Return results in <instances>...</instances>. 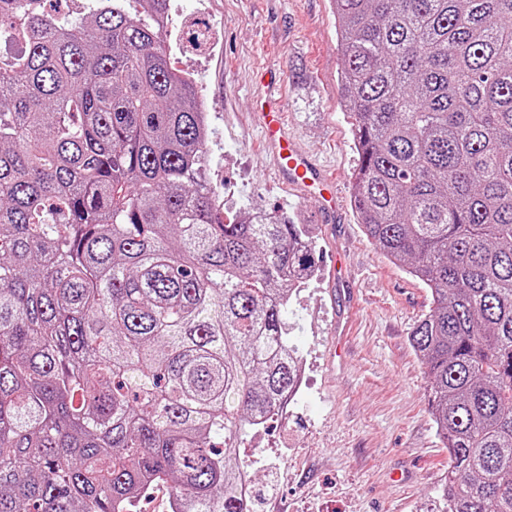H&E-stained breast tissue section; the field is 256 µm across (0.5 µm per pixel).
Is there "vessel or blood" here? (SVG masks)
Segmentation results:
<instances>
[{"mask_svg":"<svg viewBox=\"0 0 512 512\" xmlns=\"http://www.w3.org/2000/svg\"><path fill=\"white\" fill-rule=\"evenodd\" d=\"M264 143L281 178L297 193L315 196L327 212H335L338 200L320 166L288 135L283 114L277 110L262 113Z\"/></svg>","mask_w":512,"mask_h":512,"instance_id":"vessel-or-blood-1","label":"vessel or blood"}]
</instances>
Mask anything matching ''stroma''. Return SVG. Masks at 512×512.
<instances>
[{"label":"stroma","instance_id":"obj_1","mask_svg":"<svg viewBox=\"0 0 512 512\" xmlns=\"http://www.w3.org/2000/svg\"><path fill=\"white\" fill-rule=\"evenodd\" d=\"M171 15L170 60L207 109L225 214L283 215L314 238L317 273L284 318L309 366L304 395L242 444L254 512H446L448 452L410 343L429 293L367 239L349 202L359 157L332 0H172ZM201 23L210 39L198 50L189 34ZM267 66L281 87L262 76ZM261 99L279 100L289 131L335 180L336 213L274 171L254 118Z\"/></svg>","mask_w":512,"mask_h":512}]
</instances>
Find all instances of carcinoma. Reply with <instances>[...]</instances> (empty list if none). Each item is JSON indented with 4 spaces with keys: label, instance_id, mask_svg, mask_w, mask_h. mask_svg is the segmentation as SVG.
Returning a JSON list of instances; mask_svg holds the SVG:
<instances>
[{
    "label": "carcinoma",
    "instance_id": "carcinoma-1",
    "mask_svg": "<svg viewBox=\"0 0 512 512\" xmlns=\"http://www.w3.org/2000/svg\"><path fill=\"white\" fill-rule=\"evenodd\" d=\"M366 237L411 334L446 512H512V0H334ZM171 0H0V512H249L239 455L296 389L305 225L230 220Z\"/></svg>",
    "mask_w": 512,
    "mask_h": 512
}]
</instances>
